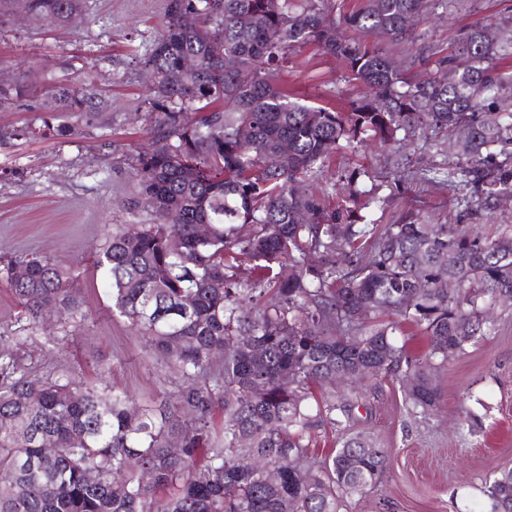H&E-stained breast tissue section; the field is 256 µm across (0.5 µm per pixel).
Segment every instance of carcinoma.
<instances>
[{"mask_svg":"<svg viewBox=\"0 0 512 512\" xmlns=\"http://www.w3.org/2000/svg\"><path fill=\"white\" fill-rule=\"evenodd\" d=\"M21 4L30 18L63 25L83 0H0V27ZM446 6L166 0L164 27L142 57L158 75L151 146L117 160L132 170L135 206L152 223L114 227L95 265L108 278L112 313L180 385L174 400L136 410L128 394L76 372L38 375L1 355L0 512H342L346 499L380 487L388 454L364 432L344 433L320 470L305 466L310 431L346 415L313 388L334 378L353 392L374 377H411L405 404L428 413L438 405L433 374L488 335L492 306L512 295V234L490 237L475 224L512 197L504 105L512 75L499 69L512 60V33L491 39L474 27L435 68L423 57L427 70L413 74L390 51L329 32L402 42L414 34L410 18ZM307 47L343 59L364 87L348 111L295 101L283 75L290 55ZM187 57L197 62L190 75L181 71ZM227 57L236 69L224 67ZM448 69L452 80L437 76ZM28 96L27 85L0 86V106ZM53 99L87 124L109 107L105 95L74 84L55 87ZM423 129L443 133L448 163L422 179L468 188L456 223L427 224L412 211L399 224L366 221L360 211L385 199L358 188L359 171L345 175L351 193L337 203L317 184L341 143L394 146L399 132ZM198 224L211 225L209 237L196 236ZM245 226L250 232L238 235ZM243 260L251 263L245 280L237 277ZM0 263L30 321L47 309L77 317L80 275L33 256L19 282L17 261ZM215 279L224 287H211ZM391 316L428 337V354L395 341ZM217 355L224 366L212 376ZM218 404L221 442L211 425ZM175 438L178 457L169 453ZM266 464L279 473L274 483ZM482 494L489 512H512V468L485 480Z\"/></svg>","mask_w":512,"mask_h":512,"instance_id":"1","label":"carcinoma"}]
</instances>
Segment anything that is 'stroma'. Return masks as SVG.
<instances>
[{"mask_svg":"<svg viewBox=\"0 0 512 512\" xmlns=\"http://www.w3.org/2000/svg\"><path fill=\"white\" fill-rule=\"evenodd\" d=\"M498 23L512 29V0H466L453 14L420 21L409 54H447L465 29ZM163 23V0H86L66 27L16 13L0 27V75L34 92L0 109V255L46 256L80 273L81 320L30 323L0 274V352H17L41 373L77 370L91 382L126 392L140 405L174 398L178 380L157 362L126 319L113 315L111 290L93 260L112 227L145 224L131 209L135 180L117 168L101 142L125 150L147 144L144 115L152 85L138 64ZM301 103L349 107L359 94L344 63L302 49L284 75ZM62 83L107 92L111 107L91 124L65 131L69 119L54 107ZM54 119L48 137L30 128ZM409 161L392 169L389 149L366 141L342 149L323 179L336 195L348 192L342 171L364 169L362 187L377 186L385 200L367 210L377 224H391L410 210L435 224L455 221L458 189L422 180L425 167L442 163L433 141L416 139ZM491 333L468 345L435 376L438 408L421 416L408 410L398 380H372L348 397L347 427L376 437L389 454L383 486L346 502L344 512H484L481 487L512 468V305L493 309Z\"/></svg>","mask_w":512,"mask_h":512,"instance_id":"obj_1","label":"stroma"}]
</instances>
